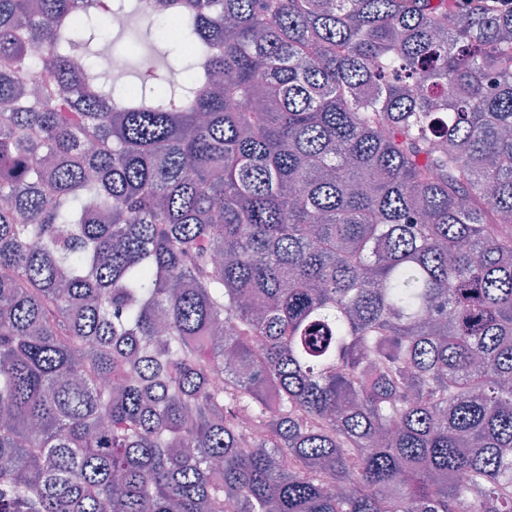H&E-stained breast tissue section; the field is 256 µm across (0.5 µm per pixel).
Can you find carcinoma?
Segmentation results:
<instances>
[{"instance_id": "carcinoma-1", "label": "carcinoma", "mask_w": 512, "mask_h": 512, "mask_svg": "<svg viewBox=\"0 0 512 512\" xmlns=\"http://www.w3.org/2000/svg\"><path fill=\"white\" fill-rule=\"evenodd\" d=\"M113 5L0 0V512H512V0Z\"/></svg>"}]
</instances>
